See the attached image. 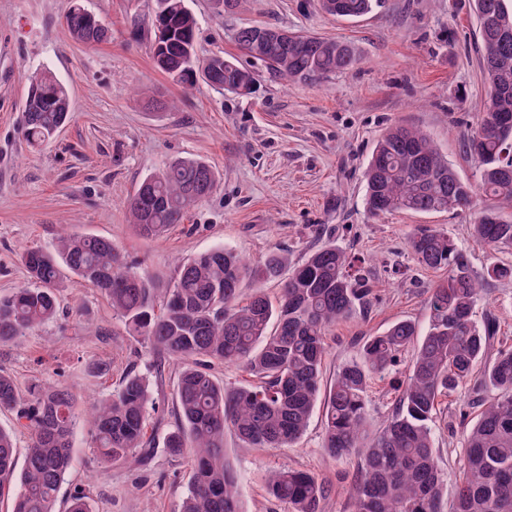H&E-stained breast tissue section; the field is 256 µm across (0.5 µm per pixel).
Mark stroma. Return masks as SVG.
I'll return each instance as SVG.
<instances>
[{"label":"stroma","instance_id":"stroma-1","mask_svg":"<svg viewBox=\"0 0 512 512\" xmlns=\"http://www.w3.org/2000/svg\"><path fill=\"white\" fill-rule=\"evenodd\" d=\"M74 1L0 0V296L30 285L22 252L52 247L63 232L110 239L160 288L171 284L178 261L218 246L253 264L276 252L297 263L330 239L363 259L375 294L367 312L330 331L325 370L331 376L355 358L363 337L400 320L426 329V300L443 273L422 267L410 253L408 238L418 225L447 231L475 269L488 264V251L471 235L469 213L396 211L372 218L364 207L365 167L378 138L396 125L427 132L459 175L476 181L464 140L487 87L469 0H386L382 10L356 21L325 15L313 0H243L231 15L217 14L210 0H188L198 56H231L253 72V89L242 96L201 81L185 88L156 69L150 32L131 35L151 0H78L108 30L93 45L75 40L65 24ZM254 23L351 41L361 62L319 83H286L234 43V29ZM45 70L67 87L73 116L52 141L33 148L24 139L22 107ZM181 157L207 162L217 187L181 223L142 236L129 220L128 202L144 178ZM58 297L55 320L0 344V372L24 388L66 387L81 412L117 390L128 372L145 375L153 455L146 467L104 462L88 427L78 426L56 512H66L79 491L91 512H178L192 480L193 450L172 456L165 438L179 421L181 363L156 362L144 338L78 276L65 275ZM477 314L494 317L501 340L512 344V279L489 281ZM400 379L393 372L371 380L372 427L390 416ZM473 396L469 381L438 399L434 446L447 503L463 477L460 412ZM224 449L243 512H292L267 489L268 476L283 469L310 472L331 486L323 512H351L359 459L329 455L321 410L293 447L246 448L229 432Z\"/></svg>","mask_w":512,"mask_h":512}]
</instances>
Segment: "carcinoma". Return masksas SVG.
<instances>
[{"label": "carcinoma", "instance_id": "carcinoma-1", "mask_svg": "<svg viewBox=\"0 0 512 512\" xmlns=\"http://www.w3.org/2000/svg\"><path fill=\"white\" fill-rule=\"evenodd\" d=\"M147 17L154 32L152 58L173 82L193 85L200 62L195 50L197 21L186 0H155ZM479 22L481 67L487 102L465 140L467 155L479 166L472 184L460 177L423 131L390 128L378 141L365 171L364 206L372 216L395 211L473 212L475 241L494 255L512 249V0H473ZM385 0H318L333 17L353 20L382 8ZM94 16L74 5L66 25L79 40L103 41ZM254 25L233 33L238 47L287 82L314 83L344 72L358 62L350 42L288 31V42L273 41L260 52L252 44ZM222 68L217 90H251L250 71L233 59L216 56ZM71 117L65 86L45 72L33 83L23 109L27 143L50 141ZM212 168L197 159H181L147 177L129 200L133 224L156 236L182 221L215 188ZM485 198L481 208L476 197ZM417 262L448 269L447 279L430 291L428 329L401 320L368 337L357 357L324 384L325 336L336 323L365 310L374 298L355 259L334 244L291 265L272 253L252 265L221 246L179 261L169 287L157 294L152 279L132 269L112 241L96 235L57 237L52 251L41 247L21 255L35 287L0 297V343L56 316L57 286L67 270L103 292L112 312L159 354L184 363L176 389L180 423L166 438L178 455L193 445V478L179 512H242L232 468L224 453V431L254 448H283L305 433L317 403H323L324 447L335 459L360 453L351 487L352 512H444L443 479L435 463L432 422L438 397L477 378L479 413L466 427L462 466L451 512H512V345L494 343L496 321L478 324L475 307L489 278H512V265L491 261L482 271L448 233L418 227L408 240ZM277 280L272 300L259 291L245 301L241 283ZM397 404L386 422L367 429L366 395L375 375L398 365L409 346ZM492 362L477 371L486 353ZM233 363L253 383L228 389L200 358ZM0 374V410L16 413L30 435L25 463L15 475L12 435L0 428V500L12 499V512H55L60 486L71 468L70 437L77 424L75 401L62 386L31 393ZM150 392L146 378L127 374L117 391L98 400L88 418L95 448L106 461H127L149 451L144 436ZM269 493L292 505L293 512H322L331 489L300 470L275 472Z\"/></svg>", "mask_w": 512, "mask_h": 512}]
</instances>
